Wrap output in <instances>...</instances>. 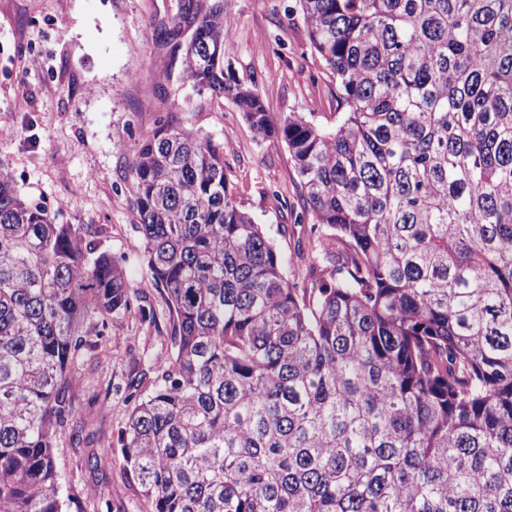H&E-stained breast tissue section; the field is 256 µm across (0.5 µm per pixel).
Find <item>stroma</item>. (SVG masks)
<instances>
[{
    "instance_id": "stroma-1",
    "label": "stroma",
    "mask_w": 512,
    "mask_h": 512,
    "mask_svg": "<svg viewBox=\"0 0 512 512\" xmlns=\"http://www.w3.org/2000/svg\"><path fill=\"white\" fill-rule=\"evenodd\" d=\"M186 0H0V171L58 224H98L101 247L130 283L148 278L126 190L135 147L174 114L197 137L224 145V173L239 207L263 224L288 278L313 264V220L299 205V177L286 144L256 136L232 101L195 98L182 71L175 27ZM224 72L251 86L273 117L313 113L336 122V82L311 48L298 0H229ZM169 29L163 37L161 29ZM138 310L93 318L71 367L75 413L54 455L69 512H148L126 472L120 435L148 392L152 359L171 348L169 311L147 298Z\"/></svg>"
}]
</instances>
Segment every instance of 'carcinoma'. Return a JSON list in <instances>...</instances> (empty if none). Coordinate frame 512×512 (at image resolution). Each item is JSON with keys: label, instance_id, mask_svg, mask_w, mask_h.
I'll list each match as a JSON object with an SVG mask.
<instances>
[{"label": "carcinoma", "instance_id": "carcinoma-1", "mask_svg": "<svg viewBox=\"0 0 512 512\" xmlns=\"http://www.w3.org/2000/svg\"><path fill=\"white\" fill-rule=\"evenodd\" d=\"M299 5L332 128L224 75V0L186 13L182 66L287 145L310 286L172 117L130 163L143 288L0 175V512H67L82 328L147 289L172 349L120 443L151 512H512V0Z\"/></svg>", "mask_w": 512, "mask_h": 512}]
</instances>
